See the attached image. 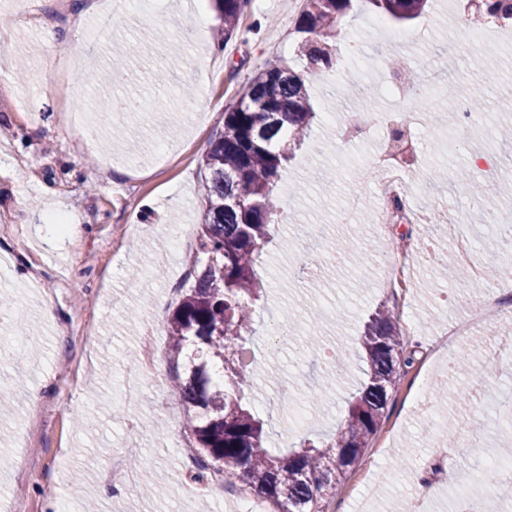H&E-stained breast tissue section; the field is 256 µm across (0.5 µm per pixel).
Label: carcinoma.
<instances>
[{"label":"carcinoma","instance_id":"cac0c4a2","mask_svg":"<svg viewBox=\"0 0 512 512\" xmlns=\"http://www.w3.org/2000/svg\"><path fill=\"white\" fill-rule=\"evenodd\" d=\"M224 19L223 40L254 32L243 24L249 0H212ZM296 30L304 72L267 64L224 109V132L202 159V223L188 262L192 284L167 323L174 394L195 440L200 473L242 481L272 503L274 512H323L322 503L363 458L384 415L400 370L412 363L399 319L381 306L359 338L365 381L337 432L304 439L286 453L268 450L263 421L247 402L254 386L250 342L244 333L263 300L256 266L279 223V172L316 118L308 79L337 65L336 31L357 0H303ZM383 20L404 24L425 13L429 0H363ZM485 23L512 25V0H479ZM408 89L418 76L390 63Z\"/></svg>","mask_w":512,"mask_h":512}]
</instances>
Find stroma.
Wrapping results in <instances>:
<instances>
[{
    "label": "stroma",
    "instance_id": "1",
    "mask_svg": "<svg viewBox=\"0 0 512 512\" xmlns=\"http://www.w3.org/2000/svg\"><path fill=\"white\" fill-rule=\"evenodd\" d=\"M0 0V499L7 512H58L85 485L95 512H238L241 499L256 512L273 505L244 483L194 486L193 440L183 408L171 395L167 319L190 283L186 255L198 242L202 208L201 161L224 129V107L264 63L299 68L301 36L295 22L302 0H250L248 18L261 30L234 37L212 52L223 21L200 0H158L146 18L123 4L100 0ZM465 0H432L408 26L387 25L385 37L352 42L372 20L353 12L337 46L343 66L310 83L319 114L294 158L281 172L277 193L285 222L257 273L266 296L248 338L257 373L252 401L265 421L268 444L285 449L310 435L336 432L363 379L358 353L369 315L395 308L413 362L404 368L377 432L324 512H409L419 482L444 475L429 512H452L455 486L480 467L486 448H498L499 416L489 390L512 387V363L496 356L512 339L507 323H476L472 309L482 289L449 275L444 259L449 230L468 237L497 287L502 310L512 311V255L468 210L467 183L484 179L469 165L474 154L498 163L489 209L512 197V59L496 48L502 26L484 25L488 41L475 51ZM53 19L56 45L47 49L41 22ZM93 69L88 80L63 86L72 43ZM397 57L416 71L431 65L448 84L438 99L454 109L472 83L482 85L472 124L456 146L448 128L415 111L422 152L405 176L410 207L433 206L429 224L412 227L406 271L376 252L383 230L359 217L337 223L346 196L376 200L359 178L380 136L364 126L342 141L353 110H394L387 62ZM112 69L111 84L100 81ZM113 95L146 104L143 112H102ZM64 213L78 234L47 223ZM52 305L56 318L41 317ZM467 327L464 336L449 335ZM317 344H309V337ZM466 351L468 367L457 390L427 389L445 348ZM141 460L159 487L139 490L130 474L113 486L114 464Z\"/></svg>",
    "mask_w": 512,
    "mask_h": 512
}]
</instances>
